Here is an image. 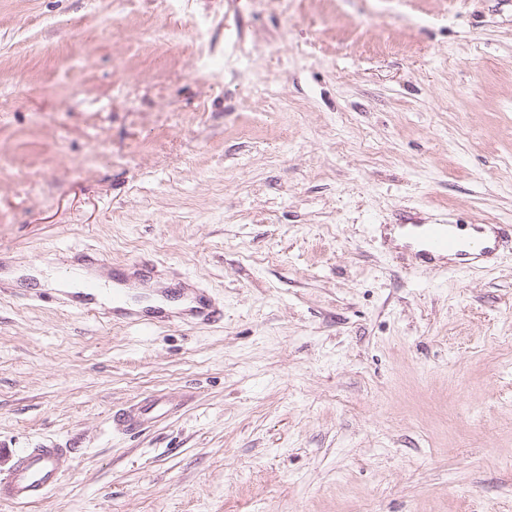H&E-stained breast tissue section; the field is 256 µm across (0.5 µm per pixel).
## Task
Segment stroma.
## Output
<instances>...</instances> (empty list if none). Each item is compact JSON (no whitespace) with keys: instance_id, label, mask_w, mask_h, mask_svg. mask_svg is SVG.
I'll return each mask as SVG.
<instances>
[{"instance_id":"35a3bbf8","label":"stroma","mask_w":512,"mask_h":512,"mask_svg":"<svg viewBox=\"0 0 512 512\" xmlns=\"http://www.w3.org/2000/svg\"><path fill=\"white\" fill-rule=\"evenodd\" d=\"M404 217L512 225V0H0V475L72 451L0 512H512V255L406 269ZM76 247L223 324L17 285ZM107 259L91 248L77 252L70 258L69 271L80 270L85 273L80 291L76 294L58 290L57 300L67 308H73L80 313L101 314L112 322L135 324L142 328L161 327L175 321H193L198 324H211L224 318V309L211 303L200 291L193 288H183L172 292L165 288H146L149 290L147 303L141 309L130 308L128 301L129 279L145 283L150 279L149 271L134 267L132 273L122 268L112 273V288L107 283H101L93 277L98 265ZM107 300L109 304L99 301ZM182 301L183 307H173L171 303ZM184 400L176 397H146L119 409L111 416L112 430L132 433L144 425L176 413ZM70 453L51 439L14 452L10 470L0 475V502L28 505L43 500L60 481L61 464Z\"/></svg>"}]
</instances>
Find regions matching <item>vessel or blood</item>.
Here are the masks:
<instances>
[{
  "mask_svg": "<svg viewBox=\"0 0 512 512\" xmlns=\"http://www.w3.org/2000/svg\"><path fill=\"white\" fill-rule=\"evenodd\" d=\"M411 234L413 243L407 254L408 267L427 265L436 272L469 273L495 265L501 256L512 254V231L499 224H476L464 229L460 224H416ZM105 258L91 248L77 252L70 259V267L84 272L78 293L58 291L57 300L65 307L92 315L143 328L161 327L176 321L211 324L221 321L224 310L200 291L185 288L172 292L154 288L149 292L146 306L137 309L128 304V282L147 281L145 269L117 270L111 284L101 283L94 276ZM184 404L176 397H146L116 411L112 428L132 433L144 425L176 413ZM69 449L51 439L43 440L33 448H23L13 454L10 470L0 475V502L28 505L40 502L58 484L62 463Z\"/></svg>",
  "mask_w": 512,
  "mask_h": 512,
  "instance_id": "b4317fda",
  "label": "vessel or blood"
}]
</instances>
